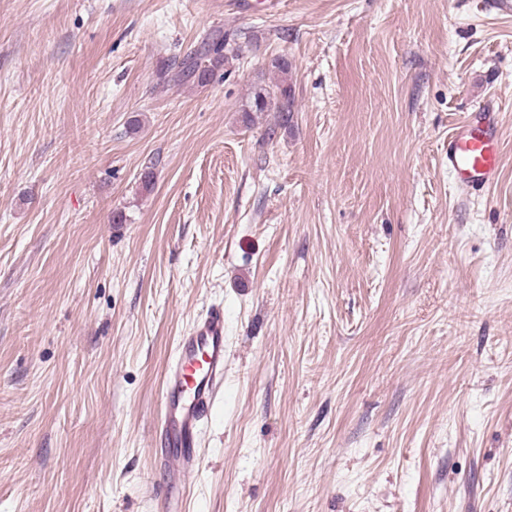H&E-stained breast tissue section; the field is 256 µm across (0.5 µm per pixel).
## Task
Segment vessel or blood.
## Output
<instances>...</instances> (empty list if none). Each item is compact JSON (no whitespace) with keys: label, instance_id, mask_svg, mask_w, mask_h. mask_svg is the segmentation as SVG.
Here are the masks:
<instances>
[{"label":"vessel or blood","instance_id":"obj_1","mask_svg":"<svg viewBox=\"0 0 512 512\" xmlns=\"http://www.w3.org/2000/svg\"><path fill=\"white\" fill-rule=\"evenodd\" d=\"M498 111V102L488 99L448 136V173L463 189L477 190L499 177ZM223 382L224 309L214 306L181 336L164 372L155 440L162 450L159 491L165 502L179 496L199 469L197 440Z\"/></svg>","mask_w":512,"mask_h":512}]
</instances>
